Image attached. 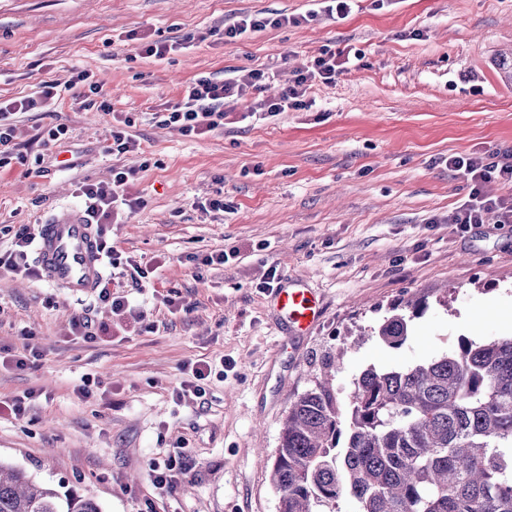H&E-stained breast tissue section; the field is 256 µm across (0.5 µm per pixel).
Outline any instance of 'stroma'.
<instances>
[{"label":"stroma","instance_id":"obj_1","mask_svg":"<svg viewBox=\"0 0 512 512\" xmlns=\"http://www.w3.org/2000/svg\"><path fill=\"white\" fill-rule=\"evenodd\" d=\"M311 0H0V98L62 86L53 111L19 118L24 163L0 168V228L81 206L82 185L116 167L141 205L104 238L122 260L105 272L128 309L35 278L0 273V356L35 343L38 360L0 367V402L28 395L23 417L0 411V462L98 501L103 512H278L270 470L290 403L331 379L347 400L366 368L453 351L464 338L512 336V223L468 228L448 218L470 189L446 160L512 150V85L494 69L512 49V0H355L231 43L242 16L305 13ZM192 37L165 60L137 55L143 36ZM361 58L311 107L246 116L190 139L152 117L188 82L273 68L254 91L277 95L321 49ZM85 70L111 111L66 89ZM132 118L137 151L110 154L112 123ZM63 124L69 137L43 141ZM70 168H63V161ZM222 199L224 210H202ZM226 252L222 265L206 257ZM303 283L321 318L291 331L264 274ZM175 298L168 306L167 298ZM426 298L397 348L377 336L393 306ZM108 332L70 336L71 317ZM210 361L206 393L173 398L187 360ZM87 385L91 395L77 389ZM183 453L163 495L151 464Z\"/></svg>","mask_w":512,"mask_h":512}]
</instances>
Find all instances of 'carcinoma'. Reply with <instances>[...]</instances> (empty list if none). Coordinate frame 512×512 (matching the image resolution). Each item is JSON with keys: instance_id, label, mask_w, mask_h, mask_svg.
<instances>
[{"instance_id": "cac0c4a2", "label": "carcinoma", "mask_w": 512, "mask_h": 512, "mask_svg": "<svg viewBox=\"0 0 512 512\" xmlns=\"http://www.w3.org/2000/svg\"><path fill=\"white\" fill-rule=\"evenodd\" d=\"M409 300L377 336L401 346ZM342 411L327 382L296 398L271 470L279 512L349 495L358 512H512V338L461 339L438 358L368 367ZM0 512H102L94 499L0 462Z\"/></svg>"}]
</instances>
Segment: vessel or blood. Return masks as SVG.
<instances>
[{
	"instance_id": "vessel-or-blood-1",
	"label": "vessel or blood",
	"mask_w": 512,
	"mask_h": 512,
	"mask_svg": "<svg viewBox=\"0 0 512 512\" xmlns=\"http://www.w3.org/2000/svg\"><path fill=\"white\" fill-rule=\"evenodd\" d=\"M35 261L44 283L73 295L93 292L103 279L99 239L85 213L76 208L57 211L39 225ZM275 301L297 332L310 330L320 314L312 291L298 282L278 288Z\"/></svg>"
}]
</instances>
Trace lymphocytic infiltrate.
<instances>
[{
	"mask_svg": "<svg viewBox=\"0 0 512 512\" xmlns=\"http://www.w3.org/2000/svg\"><path fill=\"white\" fill-rule=\"evenodd\" d=\"M352 0H324L323 10H309L299 16L269 17L260 14L244 17L236 24L225 28L224 39L233 42L251 33L269 27L300 26L314 20L318 13H326L339 19L347 18L351 12ZM347 65L339 53L323 49L310 66L296 71L291 84L275 99L256 100L252 93L270 74L263 69H251L232 82L219 81L209 77L194 79L183 91L182 97L165 103L161 114L163 125L177 128L182 135L198 137L213 131L224 123L225 110L239 105L249 111L262 112L274 117L282 112L306 108L307 91L316 82L332 83ZM56 86L43 82L38 91L20 99L0 100V168L10 165L18 156L16 118L25 112H44L57 97ZM448 165L460 172L470 187L469 200L459 207L454 215L455 223L480 224L489 212H497L501 223H512V198H488L481 192L483 183L496 180L512 184V154L492 153L486 156L452 157ZM134 169H115L111 182L88 184L82 193L86 198L85 213L91 223L103 225L109 222L114 212L123 208L135 209L138 199L121 194L120 189L130 178L135 177ZM35 241V233L29 225L22 224L13 234L10 250L0 253V271L33 276L28 263V252Z\"/></svg>",
	"mask_w": 512,
	"mask_h": 512,
	"instance_id": "1",
	"label": "lymphocytic infiltrate"
}]
</instances>
